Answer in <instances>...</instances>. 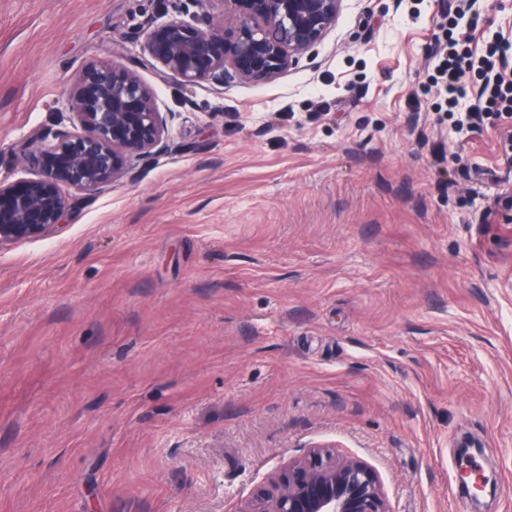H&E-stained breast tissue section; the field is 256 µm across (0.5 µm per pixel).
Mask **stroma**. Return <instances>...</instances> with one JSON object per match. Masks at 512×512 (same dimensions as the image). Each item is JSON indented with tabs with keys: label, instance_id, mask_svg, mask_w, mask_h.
Instances as JSON below:
<instances>
[{
	"label": "stroma",
	"instance_id": "stroma-1",
	"mask_svg": "<svg viewBox=\"0 0 512 512\" xmlns=\"http://www.w3.org/2000/svg\"><path fill=\"white\" fill-rule=\"evenodd\" d=\"M440 2L344 0L275 81L190 88L144 46L195 0H0V180L109 50L176 115L0 253V512H236L323 443L393 512H512V117L414 109ZM474 448L479 452L478 443L470 438H464L458 450L456 468V481L463 495L472 502L479 504L485 495L494 496L499 487L498 477L495 471L488 473L474 463V455L470 450Z\"/></svg>",
	"mask_w": 512,
	"mask_h": 512
}]
</instances>
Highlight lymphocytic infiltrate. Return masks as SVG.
<instances>
[{
    "mask_svg": "<svg viewBox=\"0 0 512 512\" xmlns=\"http://www.w3.org/2000/svg\"><path fill=\"white\" fill-rule=\"evenodd\" d=\"M474 0H459L455 10L442 11L451 32L431 53L437 111L454 118L456 133L464 134L483 118L512 115V39L487 30L482 50L471 47L481 21Z\"/></svg>",
    "mask_w": 512,
    "mask_h": 512,
    "instance_id": "f902f5d3",
    "label": "lymphocytic infiltrate"
}]
</instances>
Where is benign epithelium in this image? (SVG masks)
I'll return each instance as SVG.
<instances>
[{
  "label": "benign epithelium",
  "instance_id": "1",
  "mask_svg": "<svg viewBox=\"0 0 512 512\" xmlns=\"http://www.w3.org/2000/svg\"><path fill=\"white\" fill-rule=\"evenodd\" d=\"M224 20L152 24L145 48L166 76L189 87L267 84L319 45L336 26L343 0H220ZM71 127L29 136L23 160L37 177L0 180V252L64 227L70 188L95 193L168 150L175 114L160 110L137 72L114 57L82 69L63 104ZM470 438L458 450L456 481L478 504L499 487L474 463ZM238 512H393L377 470L329 445L312 446L257 488Z\"/></svg>",
  "mask_w": 512,
  "mask_h": 512
}]
</instances>
